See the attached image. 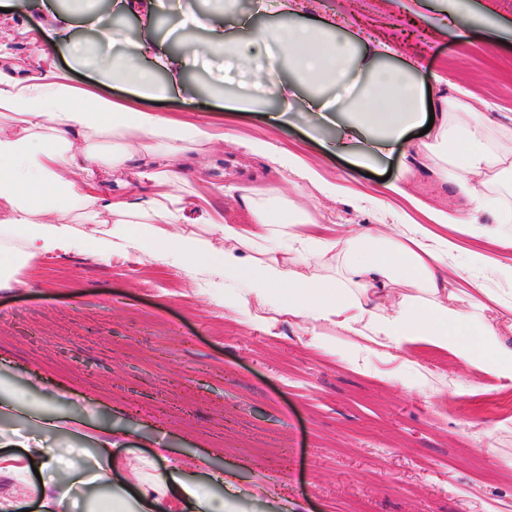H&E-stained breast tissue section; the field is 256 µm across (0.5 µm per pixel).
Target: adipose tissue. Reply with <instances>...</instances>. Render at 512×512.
<instances>
[{"mask_svg":"<svg viewBox=\"0 0 512 512\" xmlns=\"http://www.w3.org/2000/svg\"><path fill=\"white\" fill-rule=\"evenodd\" d=\"M255 40L277 48L295 84L280 79L276 62L244 53L218 28L191 53L203 57L223 45L228 66L250 74L257 90L278 93L284 115L293 108L292 94L305 88V109L337 128L336 146L350 154L354 167L372 166L428 119L411 68L376 66L377 54L390 53V44L359 55L353 41L332 37L327 26L288 23L258 31ZM88 65L102 82L132 87L136 97L152 90L135 59L102 50L89 55ZM435 107L436 132L421 145L429 168L480 204L491 178L512 163V153L491 138L492 119L474 113L465 99L443 96ZM0 113L18 116L22 124L16 132L0 130V237L20 242L27 253L67 248L74 234L70 216L105 215L110 225L92 240L101 259L111 256L115 242L133 241L182 269L212 265L243 279L250 295L279 312L372 337L402 365H409L415 346L425 345L476 375L512 384V345L484 318V289L464 299L451 290L457 275L448 269V238L419 224L404 244L369 229L350 230L336 241L314 239L300 232L298 211L278 212L272 190L248 201L262 233L246 235L242 225L227 221L217 226L216 241L192 232L174 235L167 227L181 218V189L172 167L148 173L154 194L141 203L102 195L91 168L101 164L119 172L127 137L166 153L179 143L208 141L205 128L80 90L51 66L20 79L0 70ZM78 137L84 146L77 151ZM252 242L268 253L266 262L254 265L243 256V246ZM330 255L338 278L306 274L311 261ZM397 282L410 292L383 312L387 290Z\"/></svg>","mask_w":512,"mask_h":512,"instance_id":"adipose-tissue-1","label":"adipose tissue"}]
</instances>
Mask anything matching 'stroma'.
I'll list each match as a JSON object with an SVG mask.
<instances>
[{
	"label": "stroma",
	"instance_id": "stroma-1",
	"mask_svg": "<svg viewBox=\"0 0 512 512\" xmlns=\"http://www.w3.org/2000/svg\"><path fill=\"white\" fill-rule=\"evenodd\" d=\"M256 0H235L231 11L212 0H178L169 15L112 13L95 0L91 13L74 0H0V20L19 36L0 44L17 76L45 63L71 84L112 102L136 103L161 115L189 113L220 133L212 144L182 145L165 157L137 139L127 142L126 194H152L146 172L164 164L186 178L182 227L217 238L215 220L258 226L246 197L279 189L305 212L304 232L329 240L368 226L396 241L412 236L424 211L447 215L449 267L463 270L454 292L474 287L495 295L484 316L512 342V224L499 223V203L488 193L482 209L426 168L413 136L365 170L336 148L337 131L311 113L279 122L276 96L256 111L229 112L226 96L252 95L251 80L227 83L223 54L189 61L186 92L133 99L127 86L104 85L76 59L70 44L37 38L32 29L53 13L70 15L73 41L97 46L91 16H111L113 52L136 55L143 42L188 56L191 41L180 22L192 12L222 23L241 46L256 29L283 23L259 14ZM295 23L335 17L338 39L365 31L393 43L392 66H413L432 94L467 90L480 112L512 129V0H295ZM266 140L254 152L251 139ZM298 156L318 171L309 180L287 159ZM406 191H384L382 177ZM207 185L200 199L195 191ZM214 221L199 223L201 209ZM77 246L22 256L0 288V398L22 397L23 410L0 417V431L35 435L42 444L69 449L65 463L35 475L27 455L0 450V501L16 512L54 502L72 474L92 479L93 444L75 432H36L26 413L67 415L112 439V494L77 497L67 512H201V501L223 512H512V384L475 377L465 366L420 346L409 373L382 347L331 324L275 312L249 295L242 281L217 269L191 271L157 261L137 246L114 250L109 260L85 245L93 220L73 223ZM238 303L228 306L225 294ZM361 348L364 368L338 346ZM409 385H402L401 375ZM488 406L480 425L467 423L468 407ZM491 460L484 471L483 460Z\"/></svg>",
	"mask_w": 512,
	"mask_h": 512
}]
</instances>
